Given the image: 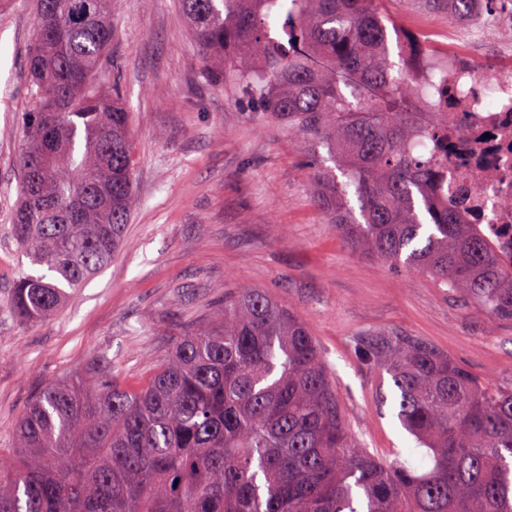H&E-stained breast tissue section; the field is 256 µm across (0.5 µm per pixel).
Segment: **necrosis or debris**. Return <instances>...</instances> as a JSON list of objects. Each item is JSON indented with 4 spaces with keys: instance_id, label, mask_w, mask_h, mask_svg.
I'll return each instance as SVG.
<instances>
[{
    "instance_id": "1",
    "label": "necrosis or debris",
    "mask_w": 512,
    "mask_h": 512,
    "mask_svg": "<svg viewBox=\"0 0 512 512\" xmlns=\"http://www.w3.org/2000/svg\"><path fill=\"white\" fill-rule=\"evenodd\" d=\"M512 25V0H502L496 12L479 13L450 31L463 50L448 53L456 77L455 93L467 109L448 115V180L438 193L466 187L468 200L459 210L462 222L479 224L489 238L512 250V69H485L475 58L486 28Z\"/></svg>"
}]
</instances>
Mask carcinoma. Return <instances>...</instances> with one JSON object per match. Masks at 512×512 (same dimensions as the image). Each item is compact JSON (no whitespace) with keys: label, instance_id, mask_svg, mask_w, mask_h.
<instances>
[{"label":"carcinoma","instance_id":"carcinoma-1","mask_svg":"<svg viewBox=\"0 0 512 512\" xmlns=\"http://www.w3.org/2000/svg\"><path fill=\"white\" fill-rule=\"evenodd\" d=\"M381 2L180 5L212 80L313 143L316 203L353 250L510 319L512 253L436 197L448 109L415 106L416 75L391 77ZM441 2L466 22L471 0ZM110 15L111 0H37L26 65L36 106L12 221L41 273L15 282L20 321L51 318L124 241L129 114L118 86L99 79ZM368 347L427 462L365 448L308 328L247 286L172 342L141 386L112 379L106 354L47 384L15 426L18 454H0V512H512V385L491 388L411 336Z\"/></svg>","mask_w":512,"mask_h":512}]
</instances>
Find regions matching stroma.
<instances>
[{
    "instance_id": "obj_1",
    "label": "stroma",
    "mask_w": 512,
    "mask_h": 512,
    "mask_svg": "<svg viewBox=\"0 0 512 512\" xmlns=\"http://www.w3.org/2000/svg\"><path fill=\"white\" fill-rule=\"evenodd\" d=\"M387 16L422 30L445 60L448 10L387 0ZM34 0H0V453L51 381L91 366L145 379L162 347L210 323L238 288L264 289L315 337L347 423L384 457L413 448L392 383L363 360L365 336H415L487 385L512 384V319H492L432 277L353 251L314 202L307 145L286 117L249 111L208 82L179 0H112L107 82L130 111L133 207L122 249L52 318L15 319L10 296L32 266L11 235Z\"/></svg>"
}]
</instances>
